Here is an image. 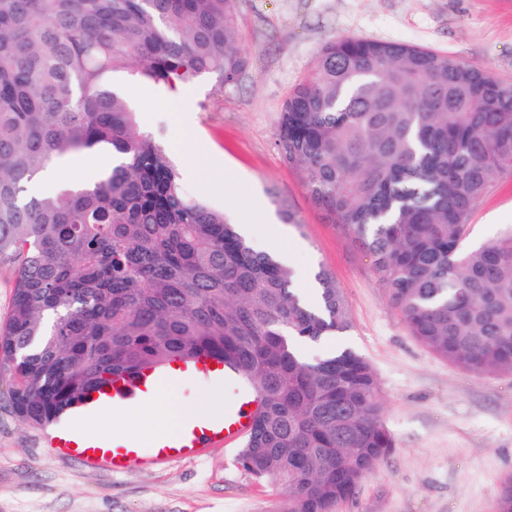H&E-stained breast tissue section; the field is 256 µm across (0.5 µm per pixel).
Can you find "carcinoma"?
Masks as SVG:
<instances>
[{
    "label": "carcinoma",
    "instance_id": "1",
    "mask_svg": "<svg viewBox=\"0 0 512 512\" xmlns=\"http://www.w3.org/2000/svg\"><path fill=\"white\" fill-rule=\"evenodd\" d=\"M237 0H0V263L14 269L0 367L23 423L46 426L104 376L209 352L239 364L262 410L237 462L281 488L278 512H336L395 448L378 376L346 344L336 280L308 302L293 271L185 195L113 75L170 90L249 67ZM276 145L314 206L370 258L429 351L512 373V232L463 242L512 176V83L445 52L347 35L285 100ZM110 150L96 183L27 196L55 158ZM496 512H512V477Z\"/></svg>",
    "mask_w": 512,
    "mask_h": 512
}]
</instances>
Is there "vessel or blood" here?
Returning <instances> with one entry per match:
<instances>
[{
    "label": "vessel or blood",
    "mask_w": 512,
    "mask_h": 512,
    "mask_svg": "<svg viewBox=\"0 0 512 512\" xmlns=\"http://www.w3.org/2000/svg\"><path fill=\"white\" fill-rule=\"evenodd\" d=\"M182 376L222 378L230 389L223 415L194 419L179 432L154 440L147 453L136 447L116 446L109 449L102 437L95 436L82 452L84 460L121 473L173 458L192 457L216 442L230 447L248 437L260 406L258 393L238 371L214 362L205 354L171 362L162 373L145 370L133 376H113L108 386L97 389L87 397L82 404V413L92 416L109 407L140 404L154 392L160 378L174 381Z\"/></svg>",
    "instance_id": "obj_1"
}]
</instances>
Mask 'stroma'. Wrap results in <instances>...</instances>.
I'll list each match as a JSON object with an SVG mask.
<instances>
[{"label": "stroma", "instance_id": "1", "mask_svg": "<svg viewBox=\"0 0 512 512\" xmlns=\"http://www.w3.org/2000/svg\"><path fill=\"white\" fill-rule=\"evenodd\" d=\"M238 20L250 65L237 85L203 76L180 102L161 85L126 86L141 130L166 148L190 197L250 225L252 246L284 254L308 293L322 269L344 293L348 341L378 375L396 446L337 512H495L512 476V373L471 375L412 336L369 257L313 206L275 132L290 91L340 36L433 48L512 82V0H238ZM284 205L296 223H284ZM511 231L512 176L477 205L465 245ZM10 389L0 374V512H275L283 498L241 468L238 447L220 443L129 473L90 466L18 420ZM169 396L210 413L227 393L185 378Z\"/></svg>", "mask_w": 512, "mask_h": 512}]
</instances>
